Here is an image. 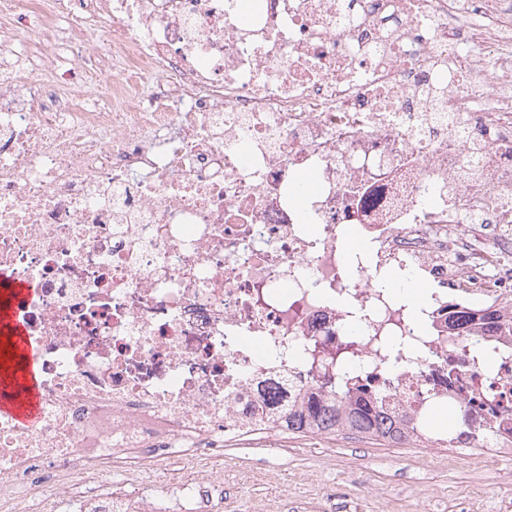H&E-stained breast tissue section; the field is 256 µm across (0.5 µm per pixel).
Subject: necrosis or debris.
<instances>
[{"mask_svg":"<svg viewBox=\"0 0 512 512\" xmlns=\"http://www.w3.org/2000/svg\"><path fill=\"white\" fill-rule=\"evenodd\" d=\"M6 282L0 512H223L225 449L354 382L511 465L512 335L454 313L512 319V0H0ZM1 342L24 367L23 394L14 400L0 402V414L25 424L34 425L40 415L37 366L27 341L22 320L9 310L1 312Z\"/></svg>","mask_w":512,"mask_h":512,"instance_id":"1","label":"necrosis or debris"}]
</instances>
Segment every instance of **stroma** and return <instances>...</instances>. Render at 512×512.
<instances>
[{"instance_id": "obj_1", "label": "stroma", "mask_w": 512, "mask_h": 512, "mask_svg": "<svg viewBox=\"0 0 512 512\" xmlns=\"http://www.w3.org/2000/svg\"><path fill=\"white\" fill-rule=\"evenodd\" d=\"M439 462L422 450L345 439L323 445L230 448L224 452V512L273 502L283 512H512V468H476L439 449Z\"/></svg>"}]
</instances>
